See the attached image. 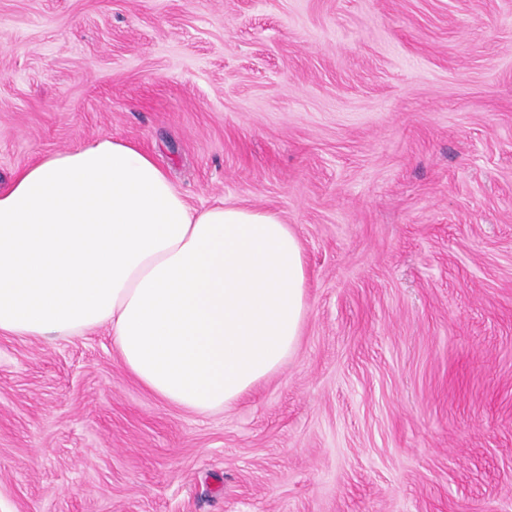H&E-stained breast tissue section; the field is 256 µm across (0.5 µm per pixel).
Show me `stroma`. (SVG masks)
Wrapping results in <instances>:
<instances>
[{"mask_svg": "<svg viewBox=\"0 0 512 512\" xmlns=\"http://www.w3.org/2000/svg\"><path fill=\"white\" fill-rule=\"evenodd\" d=\"M101 137L278 213L301 336L197 414L0 334V512H512V0H0V188Z\"/></svg>", "mask_w": 512, "mask_h": 512, "instance_id": "35a3bbf8", "label": "stroma"}]
</instances>
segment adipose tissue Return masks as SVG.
Masks as SVG:
<instances>
[{
  "label": "adipose tissue",
  "instance_id": "1",
  "mask_svg": "<svg viewBox=\"0 0 512 512\" xmlns=\"http://www.w3.org/2000/svg\"><path fill=\"white\" fill-rule=\"evenodd\" d=\"M301 243L272 211L192 208L112 138L42 157L0 190V333L110 327L163 401L223 409L279 371L305 316Z\"/></svg>",
  "mask_w": 512,
  "mask_h": 512
}]
</instances>
